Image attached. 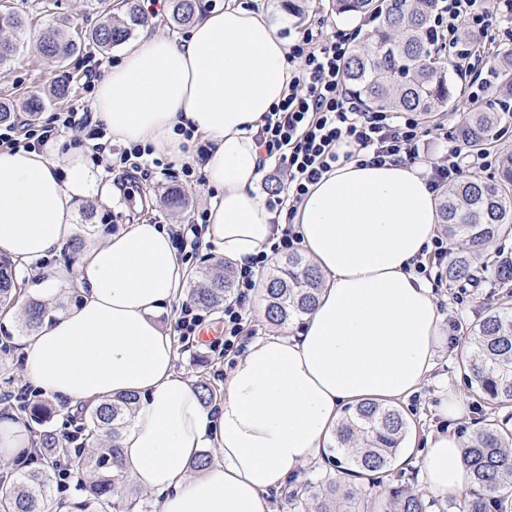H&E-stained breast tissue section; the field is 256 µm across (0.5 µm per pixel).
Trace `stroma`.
Returning a JSON list of instances; mask_svg holds the SVG:
<instances>
[{
    "instance_id": "1",
    "label": "stroma",
    "mask_w": 512,
    "mask_h": 512,
    "mask_svg": "<svg viewBox=\"0 0 512 512\" xmlns=\"http://www.w3.org/2000/svg\"><path fill=\"white\" fill-rule=\"evenodd\" d=\"M243 6L264 13L285 41H292L307 25L324 21L327 34L340 31L358 32L360 20L336 17L329 8V0H312L306 15L296 18L288 15L279 0H239ZM15 12L28 20V27L19 44V51L7 74L0 75V99L19 102L30 91L42 89L58 79L70 84V95L63 99H50L38 115L40 125H49L55 113L66 111L72 96L79 93L78 77L86 64L85 54H77L65 65H58L42 57L37 49V38L45 23L51 19L64 20L71 31L78 32L96 26L100 16L90 0H0V13ZM129 182L135 185V197L127 201L113 199L112 203L91 200L78 210L75 233L81 238L105 235L125 229L128 224L145 220L153 224L172 226L192 221L196 212L208 206L210 194L204 184L185 182L180 166H173L168 175L141 177L129 172ZM182 190L189 203L185 208L170 207L165 199L171 189ZM440 311L444 317L446 341L438 348L435 367L418 391L400 405L410 429L387 476L374 479L368 476L352 477L337 474L339 482L351 485L369 502L373 512H387L391 502L390 491L397 486L408 487L425 493L421 477L420 455L426 437L438 432H456L471 435L481 425L482 413L467 407L457 418L442 414L440 406L449 391L471 397L472 390L460 368L456 347L466 346L471 325L488 310L502 307L504 291L493 280H486L480 287L461 289L440 281L435 287ZM25 337L17 317L0 313V342H7L8 351H0V393L17 392L23 388L21 377V347ZM177 371L188 379L204 376L215 388H222L231 369L222 354L210 352L201 346L185 351L178 350L175 363ZM331 467L325 457L307 463L298 474L289 479L286 488L271 492L274 512H295L288 500L293 490H306L308 495L319 494L321 481Z\"/></svg>"
}]
</instances>
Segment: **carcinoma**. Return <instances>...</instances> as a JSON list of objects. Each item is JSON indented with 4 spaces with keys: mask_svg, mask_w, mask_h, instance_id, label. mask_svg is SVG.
I'll return each instance as SVG.
<instances>
[{
    "mask_svg": "<svg viewBox=\"0 0 512 512\" xmlns=\"http://www.w3.org/2000/svg\"><path fill=\"white\" fill-rule=\"evenodd\" d=\"M103 20L84 36L72 35L62 23L44 28L38 39L39 52L62 65L82 47L91 43L108 52L133 38L144 25L140 0H120L115 13L110 0ZM200 0H173L171 23L188 27L197 18ZM338 17L359 18L368 23L367 38L355 46L346 66L350 90L363 106L374 111L418 112L429 117L446 112L455 102V61L436 52L434 18L438 0H331ZM26 20L14 13L0 16V69L9 65L18 51V38L26 31ZM40 91L31 93L23 111L35 118L45 104ZM512 100L502 98L479 108L456 130L459 141L472 149H489L506 136ZM440 229L460 248L444 267L450 284L476 279V262L492 243L512 235V153L501 157L498 176L483 180L465 177L442 196ZM496 285L512 286V256H498L491 264ZM319 272L297 254L273 272L265 288L266 317L284 325L312 309L321 287ZM233 279L228 264L205 275L192 289L194 304L217 309L232 294ZM21 293L14 264L0 256V307L12 308ZM56 307L32 296L22 306L20 323L31 334L52 317ZM463 371L480 401L493 408H512V309L488 312L469 332L468 350L460 356ZM135 399L119 397L95 408L82 407L76 415L86 432L89 453L81 465L88 473L83 485L84 503L95 512H119L126 505L130 489L114 472L121 456L119 431L132 418ZM508 416L487 420L462 448V461L471 473L469 493L450 504L453 512H506L512 502V427ZM409 430V422L393 405L361 402L339 423L335 433L336 455L329 464L352 474H384L388 471ZM44 449L39 467L16 479L14 492L0 498V512H57L58 501L50 493L57 462L71 452L69 438L45 429L35 441ZM324 498L314 512H340L353 504L356 493L332 477L323 484ZM430 505L418 493L397 487L392 493L390 512H429Z\"/></svg>",
    "mask_w": 512,
    "mask_h": 512,
    "instance_id": "carcinoma-1",
    "label": "carcinoma"
}]
</instances>
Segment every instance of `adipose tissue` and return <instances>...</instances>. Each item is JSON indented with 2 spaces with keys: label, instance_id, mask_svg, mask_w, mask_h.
Instances as JSON below:
<instances>
[{
  "label": "adipose tissue",
  "instance_id": "1",
  "mask_svg": "<svg viewBox=\"0 0 512 512\" xmlns=\"http://www.w3.org/2000/svg\"><path fill=\"white\" fill-rule=\"evenodd\" d=\"M287 54L263 13L226 0L187 37L144 34L95 90L92 108L119 143L188 163L184 131L210 142L203 240L236 264L277 238L255 136L288 92ZM102 191L83 148L0 146V254L30 270L73 237L79 206ZM437 222L424 164L352 161L323 175L292 220L323 276L316 302L298 334L248 345L214 411L176 371L174 336L159 320L188 274L167 225L91 238L76 269L45 282V298L72 289L80 298L26 340L23 379L74 405L135 397L120 471L158 496L160 512H272L269 491L326 447L345 407L405 399L431 372L443 316L413 265L431 250ZM465 443L449 432L426 439L421 467L435 496L470 489ZM206 448L212 461L195 468Z\"/></svg>",
  "mask_w": 512,
  "mask_h": 512
}]
</instances>
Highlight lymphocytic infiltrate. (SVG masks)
Masks as SVG:
<instances>
[{
  "mask_svg": "<svg viewBox=\"0 0 512 512\" xmlns=\"http://www.w3.org/2000/svg\"><path fill=\"white\" fill-rule=\"evenodd\" d=\"M512 14V0H441L436 16V34L449 47H458L462 31H469L472 43L459 49V76L469 100L479 101L496 93L499 73L487 67L488 54L505 49L501 24ZM354 37L348 33L327 35L323 24L302 29L288 45L291 68L288 93L263 117L256 136L263 162L274 165L284 185L282 197L270 200L275 213L295 215L298 203L332 168L360 161L373 165L386 162L413 163L425 151L431 131L415 112H371L352 96L346 83V65ZM101 60L86 66L81 93L67 111L57 113L53 125L22 129L6 128L0 142L16 147L42 150L55 134L75 131L91 140L96 153H103L111 136L104 123L92 121L91 95ZM448 148L441 161L427 174L428 185L437 191L459 180L466 172L469 148L451 141L440 132ZM136 169L146 175H167L170 163L157 155L152 145L132 144L117 149L112 170L123 173ZM299 239L292 225H284L270 253H258L234 268V296L224 304V354L235 356L245 347L242 333L250 320L249 303L254 297L268 254L295 251Z\"/></svg>",
  "mask_w": 512,
  "mask_h": 512,
  "instance_id": "lymphocytic-infiltrate-1",
  "label": "lymphocytic infiltrate"
}]
</instances>
